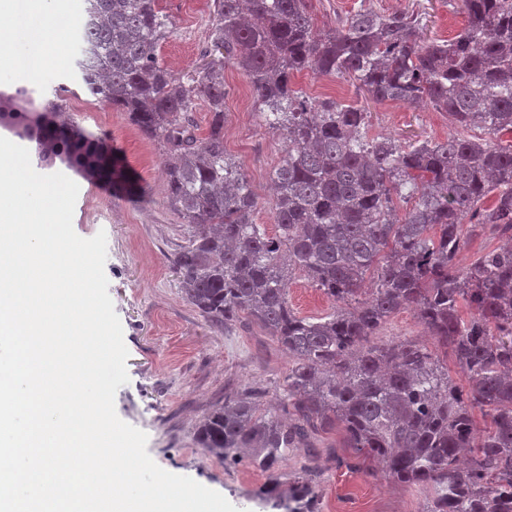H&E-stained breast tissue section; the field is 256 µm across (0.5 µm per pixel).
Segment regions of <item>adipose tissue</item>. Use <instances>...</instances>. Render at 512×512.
Wrapping results in <instances>:
<instances>
[{
	"label": "adipose tissue",
	"instance_id": "ef3b65f1",
	"mask_svg": "<svg viewBox=\"0 0 512 512\" xmlns=\"http://www.w3.org/2000/svg\"><path fill=\"white\" fill-rule=\"evenodd\" d=\"M47 0H0V45H22L26 54L0 53V72L31 73L43 62L47 46L62 47L67 19L47 24Z\"/></svg>",
	"mask_w": 512,
	"mask_h": 512
}]
</instances>
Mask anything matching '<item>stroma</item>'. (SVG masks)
I'll list each match as a JSON object with an SVG mask.
<instances>
[{"label":"stroma","mask_w":512,"mask_h":512,"mask_svg":"<svg viewBox=\"0 0 512 512\" xmlns=\"http://www.w3.org/2000/svg\"><path fill=\"white\" fill-rule=\"evenodd\" d=\"M383 13L424 14L428 39H449L465 24L454 0H311L317 28L334 27L360 4ZM174 23L173 35L159 54L164 65L183 76L202 62L211 25L208 0H160ZM72 25L65 34L62 58L48 61L43 73L19 82L0 74V90L25 97L40 107L55 99L58 85L74 78ZM295 84L310 99L328 96L357 104L370 115L371 130L408 142L446 140L453 127L447 115L431 107L365 98L355 82L310 72ZM224 148L247 174L258 207L254 221L275 231L270 175L283 156L284 143L261 125L250 81L232 61L224 63ZM61 109L90 135L121 154L142 192L119 197L89 187L62 160L46 165V173L70 174L78 181L73 228L90 238L107 236L105 274L108 292L122 329L129 356L127 384L115 395L118 417L144 431L147 451L162 469L187 476L222 494L239 512H273L258 495L267 473L247 458L223 461L201 448L196 430L204 417L224 401L225 394L255 391L263 409L286 415L283 385L287 355L257 325L241 322L224 328L205 321L187 302L173 268V258L186 243V230L167 199L163 150L131 124L126 113L97 104L85 93L63 102ZM318 456L305 449L290 452L278 465L282 487L302 480L308 468H318L319 512H424L430 490L387 480L376 463L360 468L337 465L353 456L342 427L317 430Z\"/></svg>","instance_id":"stroma-1"}]
</instances>
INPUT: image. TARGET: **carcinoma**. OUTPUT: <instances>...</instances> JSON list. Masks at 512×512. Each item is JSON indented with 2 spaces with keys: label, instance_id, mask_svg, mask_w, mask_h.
Instances as JSON below:
<instances>
[{
  "label": "carcinoma",
  "instance_id": "carcinoma-1",
  "mask_svg": "<svg viewBox=\"0 0 512 512\" xmlns=\"http://www.w3.org/2000/svg\"><path fill=\"white\" fill-rule=\"evenodd\" d=\"M85 2L82 86L166 154L169 203L187 227L174 257L185 298L208 321L250 318L288 352L290 418L263 413L256 393L229 398L198 426L201 447L268 472L264 493L283 512H314L318 470L285 494L276 466L309 431L340 424L347 447L389 479L434 487L426 512H512V0H457L466 24L444 41L424 40L414 12L362 8L320 30L308 0H210L211 46L247 75L260 122L286 145L271 178L272 235L253 222L257 197L224 150V60L175 77L158 53L174 31L159 0ZM304 71L349 78L377 101L426 103L456 132L404 146L371 136L364 109L304 97L294 84ZM17 96L0 125L35 142L40 158L131 187L59 105L37 111ZM200 100L211 114L203 137ZM475 128L483 136L468 134ZM406 186L415 201L402 211ZM466 224L508 242L459 269ZM298 274L336 303L331 312H294ZM401 309L433 346L371 342ZM478 410L490 419L483 428Z\"/></svg>",
  "mask_w": 512,
  "mask_h": 512
}]
</instances>
